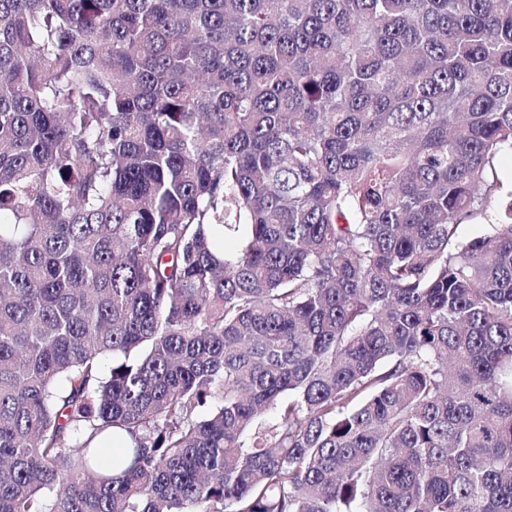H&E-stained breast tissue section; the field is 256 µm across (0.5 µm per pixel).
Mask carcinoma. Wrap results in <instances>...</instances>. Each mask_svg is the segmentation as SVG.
<instances>
[{
  "label": "carcinoma",
  "mask_w": 512,
  "mask_h": 512,
  "mask_svg": "<svg viewBox=\"0 0 512 512\" xmlns=\"http://www.w3.org/2000/svg\"><path fill=\"white\" fill-rule=\"evenodd\" d=\"M506 151L512 0H0V512H512Z\"/></svg>",
  "instance_id": "cac0c4a2"
}]
</instances>
